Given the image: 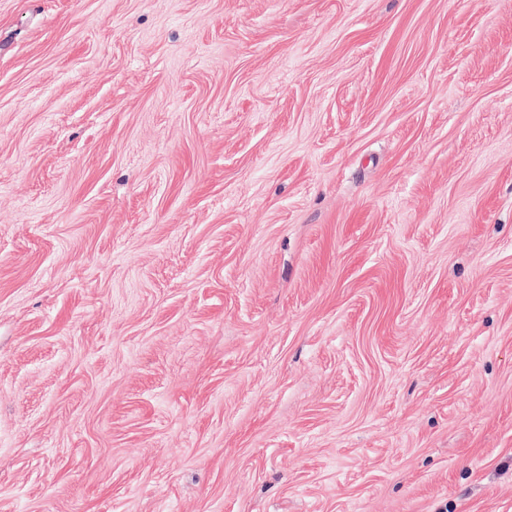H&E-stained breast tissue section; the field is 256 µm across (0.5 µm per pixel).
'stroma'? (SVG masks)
Segmentation results:
<instances>
[{"mask_svg":"<svg viewBox=\"0 0 512 512\" xmlns=\"http://www.w3.org/2000/svg\"><path fill=\"white\" fill-rule=\"evenodd\" d=\"M0 512H512V0H0Z\"/></svg>","mask_w":512,"mask_h":512,"instance_id":"35a3bbf8","label":"stroma"}]
</instances>
